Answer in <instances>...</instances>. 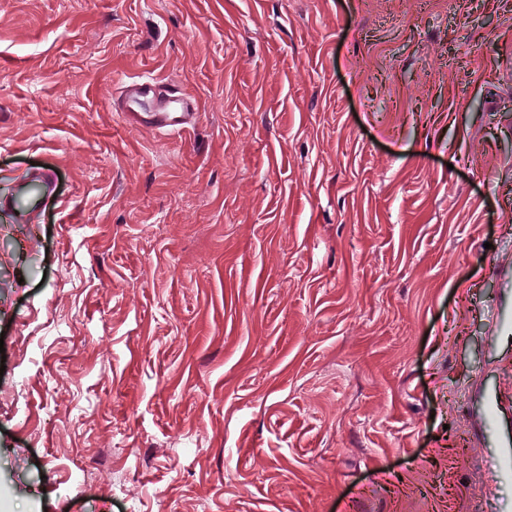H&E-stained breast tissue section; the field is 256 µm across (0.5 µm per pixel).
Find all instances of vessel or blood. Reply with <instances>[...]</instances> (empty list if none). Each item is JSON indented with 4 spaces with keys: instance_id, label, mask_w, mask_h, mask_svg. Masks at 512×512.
Segmentation results:
<instances>
[{
    "instance_id": "1",
    "label": "vessel or blood",
    "mask_w": 512,
    "mask_h": 512,
    "mask_svg": "<svg viewBox=\"0 0 512 512\" xmlns=\"http://www.w3.org/2000/svg\"><path fill=\"white\" fill-rule=\"evenodd\" d=\"M122 96V117L146 127L181 133L193 126L198 115L194 96L151 77L125 83Z\"/></svg>"
}]
</instances>
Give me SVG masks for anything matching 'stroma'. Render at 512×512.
<instances>
[{"label": "stroma", "mask_w": 512, "mask_h": 512, "mask_svg": "<svg viewBox=\"0 0 512 512\" xmlns=\"http://www.w3.org/2000/svg\"><path fill=\"white\" fill-rule=\"evenodd\" d=\"M511 313L512 0H0V512H512ZM123 118L140 125L172 133L185 132L194 125L198 100L179 87L152 77H141L122 87Z\"/></svg>", "instance_id": "35a3bbf8"}]
</instances>
